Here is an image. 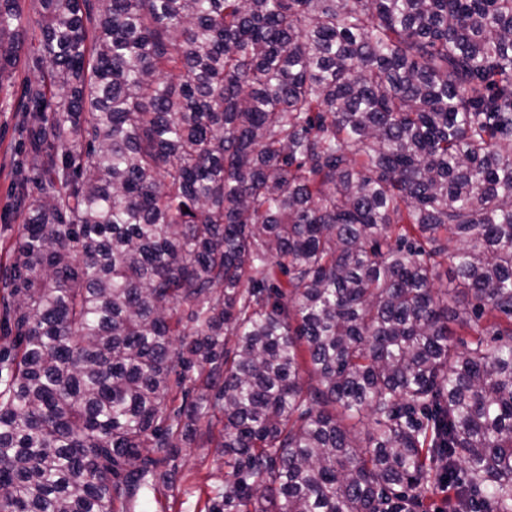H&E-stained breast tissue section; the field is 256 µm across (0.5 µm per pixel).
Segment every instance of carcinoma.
<instances>
[{
  "label": "carcinoma",
  "instance_id": "obj_1",
  "mask_svg": "<svg viewBox=\"0 0 512 512\" xmlns=\"http://www.w3.org/2000/svg\"><path fill=\"white\" fill-rule=\"evenodd\" d=\"M32 10L0 512H512V0ZM181 443L175 459L167 469L175 472L171 487H159L148 499L136 507L135 512H200L212 491L224 484V448L222 425L210 432L205 427Z\"/></svg>",
  "mask_w": 512,
  "mask_h": 512
}]
</instances>
